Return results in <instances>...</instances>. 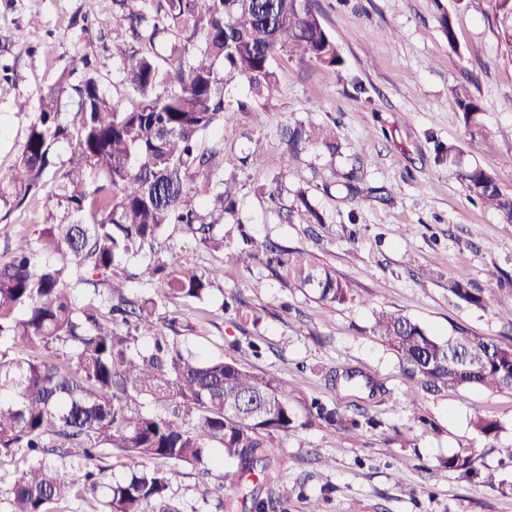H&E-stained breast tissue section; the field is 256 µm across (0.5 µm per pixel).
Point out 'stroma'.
Returning a JSON list of instances; mask_svg holds the SVG:
<instances>
[{
	"label": "stroma",
	"instance_id": "1",
	"mask_svg": "<svg viewBox=\"0 0 512 512\" xmlns=\"http://www.w3.org/2000/svg\"><path fill=\"white\" fill-rule=\"evenodd\" d=\"M84 0H0V179H7L37 111L39 95L68 75L80 46L110 54L111 39L87 41L72 21ZM343 64L336 72L281 55L273 67L277 89L266 100L269 128L293 122L334 124L342 153L336 160L308 154L288 162L266 142L259 168L242 166L253 148L250 116L237 111L251 97L247 81L225 90L222 125L209 136L224 142V175L236 180L237 214L225 219L224 249L203 248L170 226L174 260L206 270L224 269L208 299L169 302L181 348L195 356L236 358L248 343L258 352L241 356L251 371L289 385L300 421L279 442L268 474H241L228 460L210 475L183 467L171 495L182 512H255L242 486L260 498L279 500L285 512H512V390H425L410 378L396 353L372 333L377 312L411 318L432 336L447 339L461 327L512 346V224L472 201L453 165L436 159V144L456 145L464 162L486 169L512 192V53L501 47L493 25L467 0H316ZM455 20L456 43L448 45L441 13ZM38 26H31L30 18ZM70 83L77 76L68 75ZM466 85L481 105L483 136L470 141L448 92ZM360 166L379 197L355 202L326 194L332 169ZM283 173L279 208L259 187ZM305 188L326 223H310L297 208ZM56 192L47 183L26 207L0 221V249L8 238L34 236ZM257 243L310 254L313 264L335 272L351 289L343 304L320 300L316 290L290 281L286 268L235 260L241 233ZM466 274L483 302L468 304L448 290ZM244 301L223 310L225 292ZM354 370L375 381V391L333 380ZM358 420L374 419L356 439L319 420L312 400ZM496 419V440L477 434V416ZM468 451L495 486L449 471L448 456Z\"/></svg>",
	"mask_w": 512,
	"mask_h": 512
}]
</instances>
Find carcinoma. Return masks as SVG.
Listing matches in <instances>:
<instances>
[{"mask_svg":"<svg viewBox=\"0 0 512 512\" xmlns=\"http://www.w3.org/2000/svg\"><path fill=\"white\" fill-rule=\"evenodd\" d=\"M84 0L82 32L110 30L124 36L112 57L77 52L63 81L39 97L34 120L11 174L0 181L5 214L27 204L47 180L57 182L54 207L34 240L18 237L0 262V455L21 453L27 467L13 480L7 512H54L69 498L95 495L105 453L131 459H163L166 468L142 467L108 486L107 512H182L170 489L179 468L209 472L212 446L261 473L277 459L273 443L296 426L288 387L256 375L239 359H201L183 352L169 336L175 319L158 312L154 297H129L127 283L141 278L164 299L202 302L216 267L202 273L170 256L167 228L176 224L212 251L224 249V215H234L231 183L224 181V143L208 133L224 121L225 94L235 79L248 81L258 98L276 86L272 62L290 58L334 71L343 59L321 22L315 0H113L112 14L95 12ZM496 27L512 52V0H469ZM122 65L126 100H113L101 86L110 59ZM76 99L71 119L61 118L63 96ZM448 104L461 114L471 140L483 135L481 107L468 88L450 89ZM288 161L316 151L340 154L334 130L297 121L276 131ZM60 144L68 158L56 162ZM468 196L512 224V192L483 167L463 165L460 150L443 149ZM276 261L301 286H316L319 298L343 304L347 283L329 269H316L304 253L276 252ZM253 238L242 237L237 261L260 260ZM145 262L132 274L131 257ZM89 288L82 303L78 285ZM448 291L481 304L465 274L448 279ZM374 335L387 343L413 377L434 389H512V349L456 328L439 340L419 323L389 311L376 314ZM145 340L139 346V340ZM156 406L142 411L137 398ZM256 402L242 409L244 399ZM319 417L353 438L359 423L315 405ZM475 431L496 438L497 421L473 420ZM84 464L66 469L54 457L68 451ZM448 469L478 477L476 459L456 453Z\"/></svg>","mask_w":512,"mask_h":512,"instance_id":"cac0c4a2","label":"carcinoma"}]
</instances>
